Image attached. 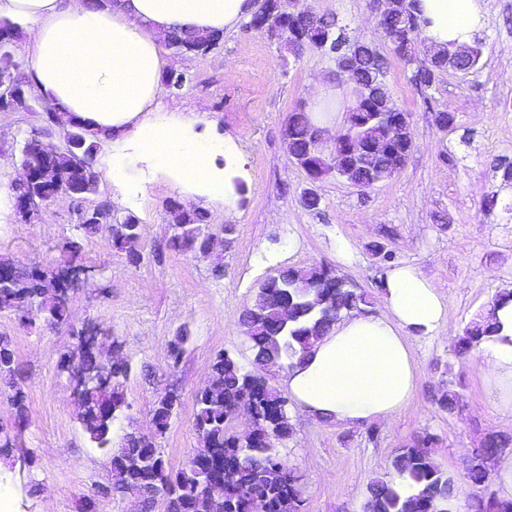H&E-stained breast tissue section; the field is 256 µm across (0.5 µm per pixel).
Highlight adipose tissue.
I'll return each mask as SVG.
<instances>
[{"mask_svg":"<svg viewBox=\"0 0 512 512\" xmlns=\"http://www.w3.org/2000/svg\"><path fill=\"white\" fill-rule=\"evenodd\" d=\"M436 45L469 42L478 0H423ZM253 8L251 0H0V16L25 20L24 50L34 91L64 121L91 131L112 155L100 172L131 189L130 165L164 176L185 198L234 207V183L248 179L235 141L207 137V119L162 111L155 101L167 63L163 35L219 33ZM379 314L332 326L280 384L311 417L344 427L391 420L410 400L415 376L409 339L445 326L448 305L412 268L388 273Z\"/></svg>","mask_w":512,"mask_h":512,"instance_id":"obj_1","label":"adipose tissue"}]
</instances>
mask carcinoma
<instances>
[{
	"mask_svg": "<svg viewBox=\"0 0 512 512\" xmlns=\"http://www.w3.org/2000/svg\"><path fill=\"white\" fill-rule=\"evenodd\" d=\"M428 24L421 0H408L399 4L395 15L384 27L385 37L391 41L394 54L407 64L417 60L419 47L432 50L429 63L417 68L415 83L428 86L437 71L447 68L466 71L478 65L482 56L481 43L473 42L476 50L467 57L459 56L449 46L435 50L434 42L426 32ZM249 27L271 40L288 41L298 48L318 50L327 46L334 50L346 43L342 34L335 33V18L318 17L311 27L304 28L282 14L278 0H265L260 10L253 14ZM17 34L16 23L6 18L0 20V77L24 84L27 77L18 71L11 52ZM217 40L214 35L203 37L177 32L165 35L167 47L183 52H205ZM349 47L352 51L336 53V67L353 65V90L361 91L375 81L384 80L389 62L373 42L357 40ZM315 128L316 124L308 112L297 108L290 113L284 136L286 152L293 161L306 163L328 174L330 170L324 159L308 154V144ZM354 133L363 141L377 140L384 135V129L368 113L356 123ZM53 165L63 178L80 186L81 194L96 191L93 172L78 168L72 152L63 151L56 155ZM393 176L391 157L382 152L361 155L347 171L345 179L362 187H371ZM170 214L172 222L180 226L179 236L171 240V247L186 250L205 224L206 215L201 211L178 208L170 210ZM109 229L113 242L126 249L130 259L137 258L140 233L136 220L129 217L122 224L109 225ZM327 274L328 270L324 268H288L277 271L259 285L253 304L241 318L250 343L253 369L247 370L230 357L219 354L212 364L208 383L196 396L195 428L205 445L222 451L235 447V437L225 431L226 422L231 410L246 399L252 404L261 433L289 435L293 432L288 415L274 421L267 419L265 403L281 398V394L269 389L264 397L253 398L251 375L271 364L287 369L295 367L332 324L344 317L367 313L368 294L359 288L343 287L325 294L322 285ZM60 277L61 268H47L38 271L31 279L0 288V308L13 307L25 313L32 305L36 314L28 318L29 323L38 320L64 322L68 306L57 299ZM285 291L294 303V315L288 321V329L276 336L272 334L271 326L280 316ZM510 304L511 289L497 293L457 336L456 356L466 357L480 346L497 341L501 332L498 311ZM109 371L108 381L92 386L78 396L79 419L90 439L99 445L107 443L112 420L127 407L124 381L129 375V367L117 359L109 364ZM20 377L11 340L0 336V384L14 390L12 405L21 424L27 421V410L24 392L18 382ZM170 396L172 393H166L155 404L154 421L160 436L166 433L176 411ZM435 402L440 409L452 414L461 406L462 394L450 387L441 391ZM104 408L112 410V418H102ZM510 446L512 435L503 432H490L483 441V447L491 454L498 448ZM154 447L156 442L153 439L126 437L122 447L112 456V486L137 491L148 485L158 473L166 481L163 495L166 512H198L197 503L213 494L218 497L214 512H223L226 502L231 505L230 512H255L257 504L267 512H302L303 499L294 495L300 477L279 460L278 451L272 448L260 445L241 451V465L224 481V488L214 492L202 473L189 466L174 476L170 475L161 452L147 454V449ZM431 454L429 439L418 440L403 449L392 460L397 479L369 482L358 512H452L458 493L457 477L436 466ZM462 478L473 486L485 488L489 484L486 470L480 468L465 469ZM473 508L474 512H512V500L485 495L476 500Z\"/></svg>",
	"mask_w": 512,
	"mask_h": 512,
	"instance_id": "obj_1",
	"label": "carcinoma"
}]
</instances>
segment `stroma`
I'll return each mask as SVG.
<instances>
[{"mask_svg":"<svg viewBox=\"0 0 512 512\" xmlns=\"http://www.w3.org/2000/svg\"><path fill=\"white\" fill-rule=\"evenodd\" d=\"M479 3L480 64L437 72L425 87L378 31L379 0H299L301 10L337 17L349 39L373 41L388 56L386 87L411 116L414 146L404 165L369 189L333 176L310 183L285 149L284 128L295 108L329 101L333 124L343 119L348 88L331 51L293 52L243 20L207 53L168 51L164 75L182 77L183 86L163 87L159 106L205 113L210 135L233 137L250 173L236 211L206 207L212 231L234 227L231 244H216L206 256L169 249L170 206L192 204L161 179L144 181L141 192L124 199L101 179L82 201L62 196L43 205L37 220L22 221L12 187L20 149L43 119L38 112H0V261L54 268L62 245L76 240L83 268L64 323L31 325L21 313L0 309V336L12 343L29 414L16 426L12 391L0 386V430L14 438L13 447L0 450V512H165L163 501L149 504L135 493L103 495L112 483V454L135 433L156 438L170 472L185 467L203 446L194 426L196 395L217 354L250 367L241 316L259 284L284 267L332 269L370 295L375 314L382 280L410 266L448 303V325L410 341L416 390L391 421L342 427L289 405L293 433L278 450L301 477L303 512H356L367 483L391 479L393 458L416 437L432 436L434 461L458 476L486 433H512V410L499 405L487 377L488 348L463 360L454 351L463 328L496 293L512 289V186L496 170L498 161L512 160V0ZM438 111L452 113L454 125L437 126ZM309 187L322 198L315 211L300 203ZM102 203L114 218L138 222V263L113 243L108 226L93 234L82 229V211ZM376 242L384 255L372 252ZM218 265L223 275H216ZM85 333L94 336L102 361L117 355L131 368L128 407L105 448L85 432L74 383L61 367ZM180 336L184 354L175 363L169 349ZM450 384L463 395L451 414L435 402ZM170 391L181 407L160 436L154 406Z\"/></svg>","mask_w":512,"mask_h":512,"instance_id":"obj_1","label":"stroma"}]
</instances>
